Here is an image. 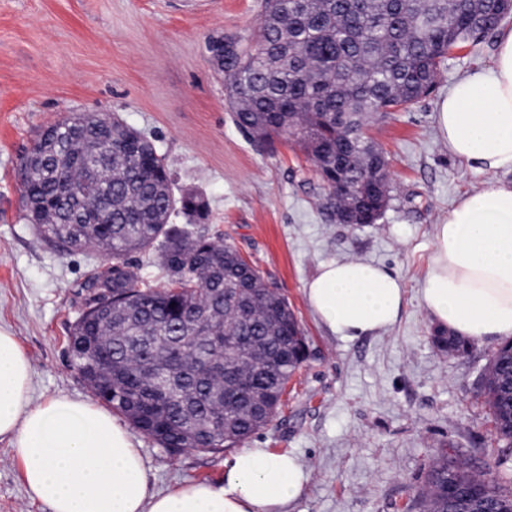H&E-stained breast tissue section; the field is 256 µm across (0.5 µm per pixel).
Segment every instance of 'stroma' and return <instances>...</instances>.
I'll use <instances>...</instances> for the list:
<instances>
[{
    "mask_svg": "<svg viewBox=\"0 0 512 512\" xmlns=\"http://www.w3.org/2000/svg\"><path fill=\"white\" fill-rule=\"evenodd\" d=\"M261 0H0V326L33 366L34 395L93 393L68 361V330L83 312L87 275L112 258L41 241L25 218L18 165L39 134L70 112L118 114L150 137L172 170L175 195L207 203L198 231L233 244L287 298L306 337V359L288 382L273 422L249 448L295 454L309 481L288 512H406L432 458L457 449L473 469L512 477L477 380L496 349L469 355L436 347V324L419 290L434 226L458 199L512 173L451 156L437 106L469 71L490 66L496 36L456 49L439 85L409 111L369 123L386 153L391 200L375 224H339L325 190L290 142L260 151L234 126L224 81L209 61L218 35L256 37ZM352 258L387 267L405 290L397 322L372 336L332 335L305 288L320 262ZM141 446L151 491L224 476V454ZM0 512H48L31 501L15 451L0 441Z\"/></svg>",
    "mask_w": 512,
    "mask_h": 512,
    "instance_id": "1",
    "label": "stroma"
}]
</instances>
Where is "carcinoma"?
I'll return each mask as SVG.
<instances>
[{
    "mask_svg": "<svg viewBox=\"0 0 512 512\" xmlns=\"http://www.w3.org/2000/svg\"><path fill=\"white\" fill-rule=\"evenodd\" d=\"M501 22L500 0H263L259 35L224 40L236 54L217 67L234 125L270 148L293 141L312 163L336 211L364 224L387 205L388 159L364 133L374 116L407 110L441 77L452 48L477 45ZM98 118L79 112L39 140L27 171L26 219L37 235L68 250L95 245L112 255V297L103 315L88 299L70 331L72 367L93 394L171 453L230 448L267 427L306 345L286 298L237 248L175 224L203 216L194 195L175 199L168 160L118 116L112 142L94 140ZM80 187L74 196L63 181ZM155 249L161 276L143 280L125 257ZM465 355L470 343L436 336ZM478 394L498 442L512 447V345L502 344ZM246 397L224 399L237 376ZM408 512H512V489L440 449L425 492Z\"/></svg>",
    "mask_w": 512,
    "mask_h": 512,
    "instance_id": "1",
    "label": "carcinoma"
}]
</instances>
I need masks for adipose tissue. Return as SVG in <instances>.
<instances>
[{"label":"adipose tissue","instance_id":"adipose-tissue-1","mask_svg":"<svg viewBox=\"0 0 512 512\" xmlns=\"http://www.w3.org/2000/svg\"><path fill=\"white\" fill-rule=\"evenodd\" d=\"M437 123L455 158L512 172V29L498 36L490 67L450 88ZM306 295L343 339L391 327L405 301L396 274L345 258L319 263ZM421 304L463 338L512 339V184L461 197L436 225ZM32 377L17 337L0 327V441L15 448L29 497L49 512H286L309 480L292 453L242 448L218 481L150 491L141 444L117 416L63 394L34 398Z\"/></svg>","mask_w":512,"mask_h":512}]
</instances>
